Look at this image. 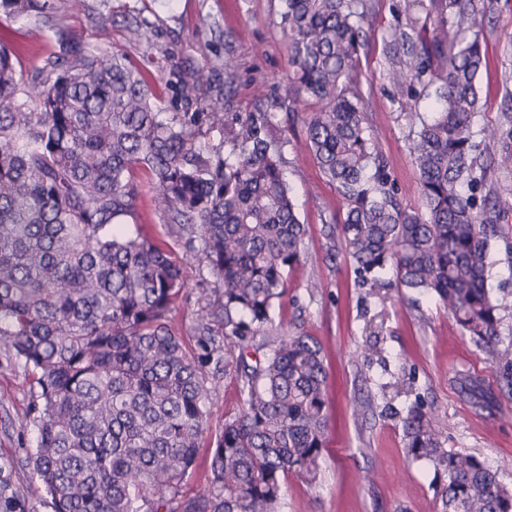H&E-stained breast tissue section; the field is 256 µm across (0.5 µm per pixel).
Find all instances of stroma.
<instances>
[{
    "label": "stroma",
    "mask_w": 512,
    "mask_h": 512,
    "mask_svg": "<svg viewBox=\"0 0 512 512\" xmlns=\"http://www.w3.org/2000/svg\"><path fill=\"white\" fill-rule=\"evenodd\" d=\"M405 0H369L367 38L359 51L360 91L369 132L388 162L403 207L421 205L418 171L408 154L405 109L390 92L385 74L392 56L385 43ZM281 0H70L63 22L79 30L89 47L118 52L140 68L169 104L174 75L213 65L231 56L233 73L221 76L225 109L231 113H275L285 158L283 173L297 214L307 227L305 247L320 256L314 269L289 276L288 292L275 318L286 330L315 336L325 352L328 374V431L321 474L308 482L296 474L284 480L285 512H440L438 490L445 479L432 467L408 462L396 409L408 396L432 403L450 448L481 456L512 483V389L457 331L434 298L416 293L380 301L360 285L345 255L326 260V224L341 223L345 208L334 184L324 178L306 147L304 115L312 100L288 109L283 78L288 48L280 30ZM147 20L146 38L131 39L136 21ZM33 23L20 19L0 28L16 50L18 69L30 72L53 52L47 39L33 40ZM482 46L488 67L480 77L482 119L496 121L505 91H512V0H498L486 17ZM203 272L185 265L187 285L173 313V328L191 338L201 303ZM377 337L379 352L366 348ZM403 389L395 397V389ZM370 399L367 416L356 402ZM491 399L490 409L480 402ZM37 393L23 369L0 353V456L16 459L14 481L28 500V512H51L26 462L36 431L29 412ZM210 427L238 413L234 370L212 383Z\"/></svg>",
    "instance_id": "stroma-1"
}]
</instances>
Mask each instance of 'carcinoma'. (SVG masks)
Returning a JSON list of instances; mask_svg holds the SVG:
<instances>
[{
  "mask_svg": "<svg viewBox=\"0 0 512 512\" xmlns=\"http://www.w3.org/2000/svg\"><path fill=\"white\" fill-rule=\"evenodd\" d=\"M282 2L285 98L314 101L307 147L346 207L343 223L323 225L327 256L341 247L381 298L391 284L435 296L511 388L507 296L489 286V258L512 231V92L481 124L477 84L488 65L478 16L493 0H407L393 33L411 56L387 72L398 101L435 98L434 111L407 113L420 211L400 204L355 91L365 0ZM67 9L0 0V25ZM421 10L434 29L419 52ZM54 40L31 73L0 43V350L38 388L27 462L52 512H281L288 474L316 480L328 418L321 343L270 335L286 271L317 262L283 177L275 113L224 111L219 70L206 65L176 80L163 112L123 56L64 24ZM145 193L185 254L126 230ZM190 255L214 285L188 347L170 319ZM388 267L394 283L382 279ZM231 362L241 411L213 439L207 486L189 495L210 384ZM395 415L406 457L447 477L441 512H512V486L446 448L431 410L415 401ZM14 467L0 457V512H25Z\"/></svg>",
  "mask_w": 512,
  "mask_h": 512,
  "instance_id": "carcinoma-1",
  "label": "carcinoma"
}]
</instances>
